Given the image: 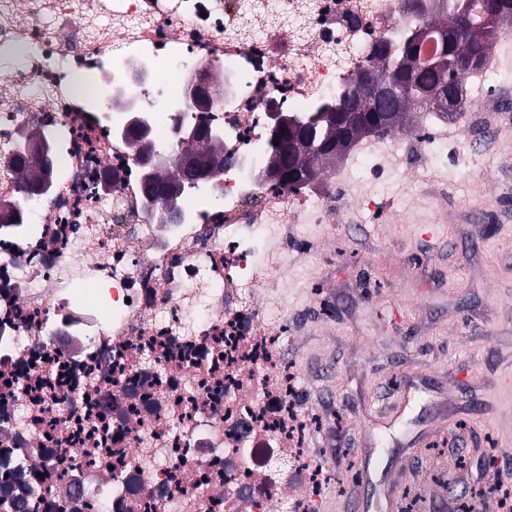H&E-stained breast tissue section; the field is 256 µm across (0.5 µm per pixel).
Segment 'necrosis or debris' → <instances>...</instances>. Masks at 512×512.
<instances>
[{
	"label": "necrosis or debris",
	"mask_w": 512,
	"mask_h": 512,
	"mask_svg": "<svg viewBox=\"0 0 512 512\" xmlns=\"http://www.w3.org/2000/svg\"><path fill=\"white\" fill-rule=\"evenodd\" d=\"M448 0H0V512H314L332 470L310 446L287 272L267 236L335 223L330 189L269 178L267 109L336 101L382 44ZM26 47L22 61L12 52ZM217 91L205 112L193 83ZM155 144L218 129L215 178L142 191L119 131L143 89ZM54 145V185L27 195Z\"/></svg>",
	"instance_id": "4bbe7bcc"
}]
</instances>
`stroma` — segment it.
<instances>
[{
	"label": "stroma",
	"mask_w": 512,
	"mask_h": 512,
	"mask_svg": "<svg viewBox=\"0 0 512 512\" xmlns=\"http://www.w3.org/2000/svg\"><path fill=\"white\" fill-rule=\"evenodd\" d=\"M499 104L486 88L456 134L421 118L313 184L339 187L336 221L289 245L284 293L288 359L336 483L316 512H387L402 462L416 496L442 481L445 495L470 497L454 478L460 457L512 486V112ZM473 119L492 130L477 163L461 133Z\"/></svg>",
	"instance_id": "1"
}]
</instances>
